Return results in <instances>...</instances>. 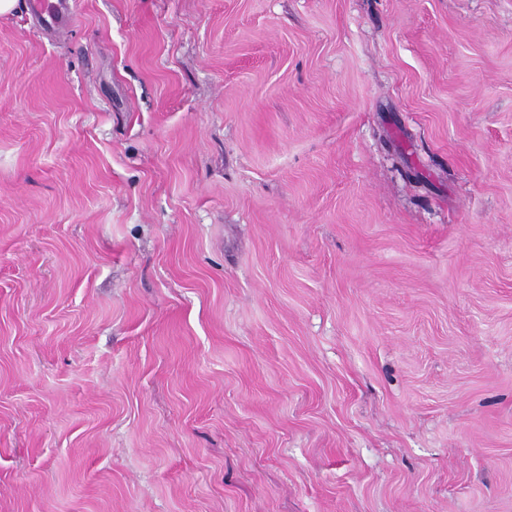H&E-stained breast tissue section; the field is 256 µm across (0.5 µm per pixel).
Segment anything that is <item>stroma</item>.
I'll return each mask as SVG.
<instances>
[{"mask_svg": "<svg viewBox=\"0 0 512 512\" xmlns=\"http://www.w3.org/2000/svg\"><path fill=\"white\" fill-rule=\"evenodd\" d=\"M0 16V512H512V0Z\"/></svg>", "mask_w": 512, "mask_h": 512, "instance_id": "stroma-1", "label": "stroma"}]
</instances>
